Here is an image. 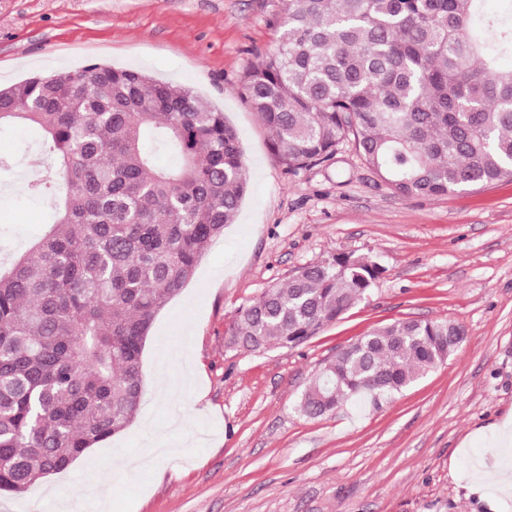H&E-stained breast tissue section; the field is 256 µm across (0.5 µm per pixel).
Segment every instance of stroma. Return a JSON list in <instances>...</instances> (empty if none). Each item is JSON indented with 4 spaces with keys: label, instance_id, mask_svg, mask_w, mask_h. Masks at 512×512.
<instances>
[{
    "label": "stroma",
    "instance_id": "35a3bbf8",
    "mask_svg": "<svg viewBox=\"0 0 512 512\" xmlns=\"http://www.w3.org/2000/svg\"><path fill=\"white\" fill-rule=\"evenodd\" d=\"M280 0H0V85L105 63L189 87L236 130L250 188L235 224L156 315L134 422L61 477L0 512H74L107 484L109 512H512L498 478L512 447V180L443 197L392 192L351 147L292 174L240 97L242 73L274 47ZM31 132L0 133V251L51 220L20 171ZM340 253L384 273L343 319L295 348L241 353L239 309L300 268ZM448 319L466 336L438 368L381 407L353 400L309 419L299 397L323 363L375 328ZM178 426L175 451L129 470L121 452ZM479 493H471L472 483Z\"/></svg>",
    "mask_w": 512,
    "mask_h": 512
}]
</instances>
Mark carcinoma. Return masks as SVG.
<instances>
[{
    "mask_svg": "<svg viewBox=\"0 0 512 512\" xmlns=\"http://www.w3.org/2000/svg\"><path fill=\"white\" fill-rule=\"evenodd\" d=\"M281 0L276 48L238 93L290 173L350 141L394 193L441 197L512 179V0ZM41 134L30 197L54 221L0 269V494L20 496L134 422L155 316L234 223L249 176L236 131L190 88L92 64L0 88V127ZM174 160L158 163V151ZM383 269L340 253L242 307L240 351L297 347ZM465 329L404 320L339 350L298 401L309 418L373 405L444 363Z\"/></svg>",
    "mask_w": 512,
    "mask_h": 512,
    "instance_id": "cac0c4a2",
    "label": "carcinoma"
}]
</instances>
